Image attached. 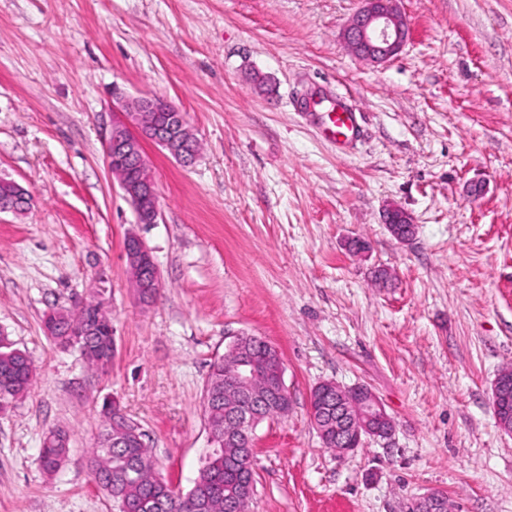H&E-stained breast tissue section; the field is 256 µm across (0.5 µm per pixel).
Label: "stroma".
<instances>
[{"mask_svg":"<svg viewBox=\"0 0 512 512\" xmlns=\"http://www.w3.org/2000/svg\"><path fill=\"white\" fill-rule=\"evenodd\" d=\"M359 0H0V178L34 200L0 212V332L33 360L0 410V512H118L90 480L117 402L156 469L189 490L207 450L203 388L233 334L278 348L291 406L255 432L249 512H512V434L492 386L512 367V0H400L411 36L357 58ZM168 100L201 144L191 166L146 143L161 215L139 224L104 139L113 93ZM342 100L360 130L324 140L302 104ZM395 205L416 228L383 222ZM161 275L138 305L123 243ZM104 278L112 365L47 337L52 308ZM373 390L394 422L341 456L310 395ZM50 429L69 462L39 465ZM317 387H319V393L317 399V408L313 407L310 402V413H311V420L318 432V434L322 437V435L325 433V414L321 411L319 412L318 407H320L326 399H329L333 396H336V400L343 395L346 394V391L349 389H344L340 387L339 385H336L335 382L332 381H325L319 384ZM362 398H364L363 390L360 387H358V390H353L345 395L344 403L347 406L352 407L353 405H357L362 401Z\"/></svg>","mask_w":512,"mask_h":512,"instance_id":"obj_1","label":"stroma"}]
</instances>
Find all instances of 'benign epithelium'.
I'll list each match as a JSON object with an SVG mask.
<instances>
[{"label":"benign epithelium","instance_id":"1","mask_svg":"<svg viewBox=\"0 0 512 512\" xmlns=\"http://www.w3.org/2000/svg\"><path fill=\"white\" fill-rule=\"evenodd\" d=\"M362 6L352 16L344 29L343 38L351 51L361 60L381 64L396 56L408 35L409 25L399 10L397 0H361ZM123 122L132 132L127 136L113 126L104 141V157L107 168L115 176L126 198L133 206L136 223L156 224L160 217L159 195L149 172L142 147L145 141L162 146L178 162L192 163L197 153L194 150L195 136L191 133L186 118L167 100L155 96L136 97L121 102ZM385 224L395 236L405 240L414 222L407 212L391 207L386 212ZM125 257L129 270L138 281V302L149 307L154 296L145 289L159 286L160 274L149 248L143 239L134 233L125 238ZM252 335L238 333L228 343L233 355L231 364L224 365V383L237 392V398L226 403L224 421L232 430L224 432L219 439L212 426L205 429L208 445L224 443L228 455H240L242 442L255 437L257 426L264 421V411L273 404L288 408V386L285 382V366L278 349L266 348L264 368L269 374L266 384L255 385L260 372L250 354ZM346 394V389L333 381L319 384L317 406L310 407L311 420L318 432L325 433V414L318 410L323 401ZM393 429L391 418L372 390L366 391L364 406L352 412L336 415V436L350 437L344 447L336 449L342 456L353 451L355 442L364 437L386 438ZM446 499L437 492H428L418 497L412 512H447Z\"/></svg>","mask_w":512,"mask_h":512}]
</instances>
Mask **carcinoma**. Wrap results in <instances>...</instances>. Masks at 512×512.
<instances>
[{"label": "carcinoma", "mask_w": 512, "mask_h": 512, "mask_svg": "<svg viewBox=\"0 0 512 512\" xmlns=\"http://www.w3.org/2000/svg\"><path fill=\"white\" fill-rule=\"evenodd\" d=\"M60 331L53 340L69 346L70 336H85L87 352L83 353L89 367L105 369L112 360V335L88 320L76 329L71 326L70 308L55 311ZM35 372L26 357L13 348L8 337L0 334V408L23 398L30 389ZM204 419L224 437V394L204 409ZM69 461L68 439L60 431L43 436L40 465L48 475L59 472ZM241 464L224 460V449L214 448L205 457L193 486L186 492L175 489L156 471L152 452L141 440L126 441L112 425V409H107L101 424L98 446L89 459L92 483L110 496L120 512H229L226 509L238 492Z\"/></svg>", "instance_id": "obj_1"}]
</instances>
